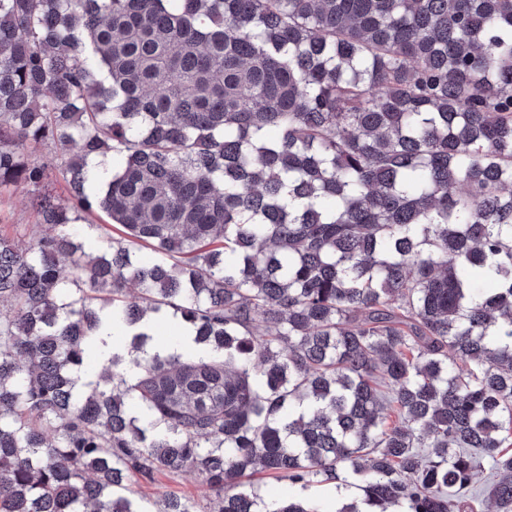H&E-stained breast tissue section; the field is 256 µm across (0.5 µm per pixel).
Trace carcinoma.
Wrapping results in <instances>:
<instances>
[{
    "instance_id": "cac0c4a2",
    "label": "carcinoma",
    "mask_w": 512,
    "mask_h": 512,
    "mask_svg": "<svg viewBox=\"0 0 512 512\" xmlns=\"http://www.w3.org/2000/svg\"><path fill=\"white\" fill-rule=\"evenodd\" d=\"M30 185L0 512H148L129 484L181 472L214 510L158 512H477L484 460L512 512V0H0V190ZM169 310L194 357L109 348ZM90 219L94 221V225H88L83 222L81 224H74V228L79 235L78 238L83 243L86 251L95 250L100 245L102 237H112V226L107 224V219L103 213L96 212ZM257 488L258 493L266 501L271 499L288 498L289 496H314L323 500H333L336 495L335 488L330 486L311 487L303 490L300 485H294L288 480L280 479L268 474H257L249 478Z\"/></svg>"
}]
</instances>
